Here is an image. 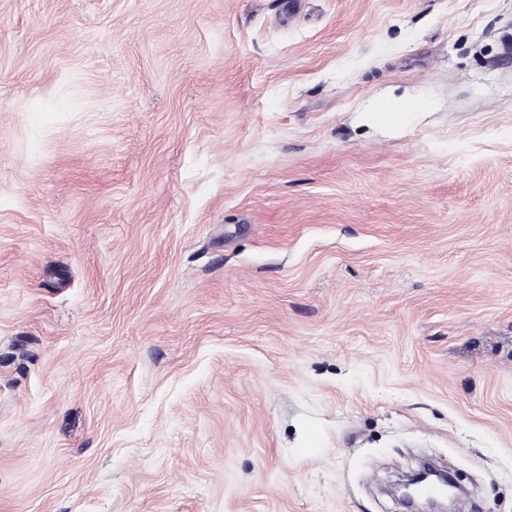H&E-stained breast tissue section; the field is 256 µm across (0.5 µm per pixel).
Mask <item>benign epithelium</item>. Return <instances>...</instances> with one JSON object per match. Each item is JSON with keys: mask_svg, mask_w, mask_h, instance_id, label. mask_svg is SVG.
<instances>
[{"mask_svg": "<svg viewBox=\"0 0 512 512\" xmlns=\"http://www.w3.org/2000/svg\"><path fill=\"white\" fill-rule=\"evenodd\" d=\"M460 485L441 470L422 466L392 483L391 497L404 512H457Z\"/></svg>", "mask_w": 512, "mask_h": 512, "instance_id": "1", "label": "benign epithelium"}]
</instances>
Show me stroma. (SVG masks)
I'll return each mask as SVG.
<instances>
[{"label":"stroma","instance_id":"35a3bbf8","mask_svg":"<svg viewBox=\"0 0 512 512\" xmlns=\"http://www.w3.org/2000/svg\"><path fill=\"white\" fill-rule=\"evenodd\" d=\"M282 2L0 0V512H512V0ZM432 477L448 490L429 492L426 485ZM460 485L445 471L422 466L392 483L391 497L406 512H457Z\"/></svg>","mask_w":512,"mask_h":512}]
</instances>
